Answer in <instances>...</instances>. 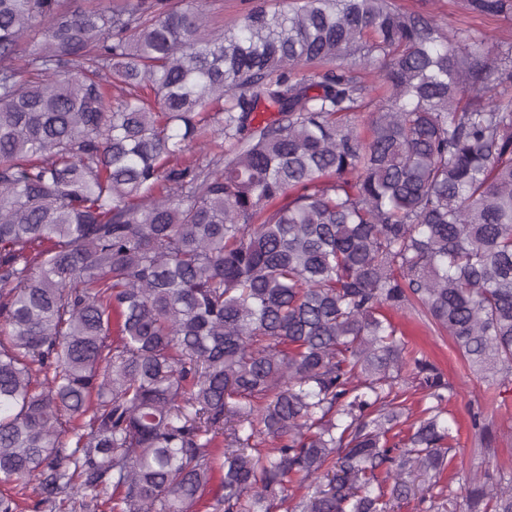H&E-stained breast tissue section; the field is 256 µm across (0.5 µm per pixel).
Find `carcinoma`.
I'll return each instance as SVG.
<instances>
[{
    "instance_id": "obj_1",
    "label": "carcinoma",
    "mask_w": 512,
    "mask_h": 512,
    "mask_svg": "<svg viewBox=\"0 0 512 512\" xmlns=\"http://www.w3.org/2000/svg\"><path fill=\"white\" fill-rule=\"evenodd\" d=\"M387 307L512 382V48L394 0L228 30L0 0L1 484L190 512L222 469L224 512H512L511 468L443 484L455 389Z\"/></svg>"
}]
</instances>
